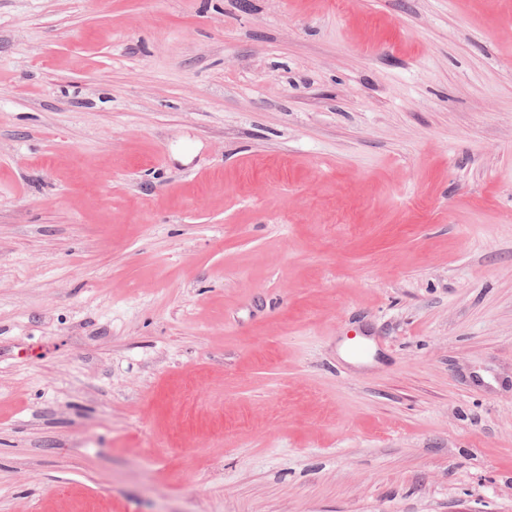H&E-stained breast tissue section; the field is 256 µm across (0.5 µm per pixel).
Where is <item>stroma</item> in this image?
Segmentation results:
<instances>
[{
	"label": "stroma",
	"mask_w": 512,
	"mask_h": 512,
	"mask_svg": "<svg viewBox=\"0 0 512 512\" xmlns=\"http://www.w3.org/2000/svg\"><path fill=\"white\" fill-rule=\"evenodd\" d=\"M0 512H512V0H0Z\"/></svg>",
	"instance_id": "35a3bbf8"
}]
</instances>
